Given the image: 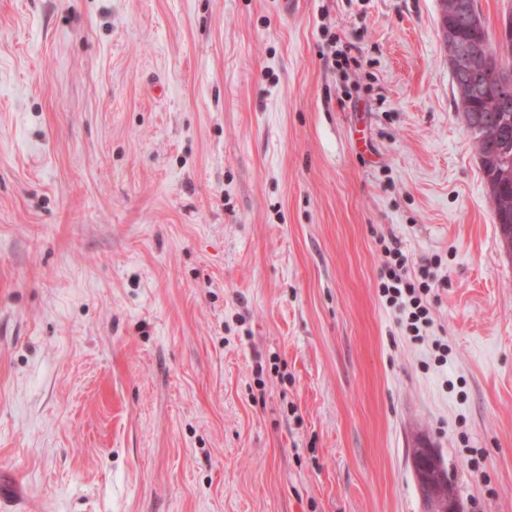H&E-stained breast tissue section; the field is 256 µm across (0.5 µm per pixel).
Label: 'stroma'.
Wrapping results in <instances>:
<instances>
[{
  "label": "stroma",
  "mask_w": 512,
  "mask_h": 512,
  "mask_svg": "<svg viewBox=\"0 0 512 512\" xmlns=\"http://www.w3.org/2000/svg\"><path fill=\"white\" fill-rule=\"evenodd\" d=\"M296 2L0 0L17 512H423L419 438L512 512V253L439 2ZM406 263L401 250L388 248L377 288L388 304L399 308L407 328L418 336L420 327L430 323L427 296L432 290V276L426 267L411 273Z\"/></svg>",
  "instance_id": "stroma-1"
}]
</instances>
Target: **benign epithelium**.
<instances>
[{
    "label": "benign epithelium",
    "mask_w": 512,
    "mask_h": 512,
    "mask_svg": "<svg viewBox=\"0 0 512 512\" xmlns=\"http://www.w3.org/2000/svg\"><path fill=\"white\" fill-rule=\"evenodd\" d=\"M447 22L441 31V40L448 56L449 68L461 79L457 86L458 110L461 112L466 127L478 140L487 135L481 128L474 113L473 96L478 91L488 92L489 85L484 81L485 75L495 68V64L505 59H512V4L502 15L495 37V55H489L480 29L479 17L475 14L472 0H445L443 5ZM464 25L471 31V38L463 42L457 35L458 25ZM421 482L428 486L435 503L436 512H461L456 497L436 487L433 477L421 472Z\"/></svg>",
    "instance_id": "obj_1"
}]
</instances>
